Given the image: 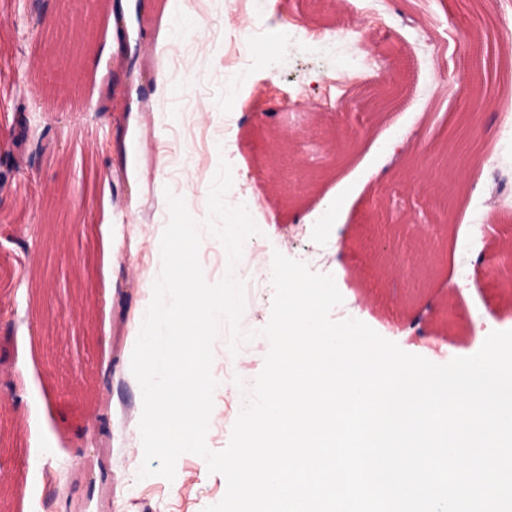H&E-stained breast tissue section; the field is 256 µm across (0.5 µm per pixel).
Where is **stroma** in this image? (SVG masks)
I'll list each match as a JSON object with an SVG mask.
<instances>
[{
  "instance_id": "1",
  "label": "stroma",
  "mask_w": 512,
  "mask_h": 512,
  "mask_svg": "<svg viewBox=\"0 0 512 512\" xmlns=\"http://www.w3.org/2000/svg\"><path fill=\"white\" fill-rule=\"evenodd\" d=\"M0 0V167L12 164L14 133L57 140L55 154L27 153L0 186V492L7 512H204L224 496V478L183 455L179 481L139 478L142 414L131 371L140 314L161 272L157 237L168 221L166 192L199 221L220 160L233 169L229 204L252 197L260 229L236 275L246 284L240 321L251 341L213 345L218 381L206 443L226 448L269 351L259 331L271 317L274 252L332 274L355 317L402 350L436 364L466 356L487 324L512 330V287L496 270L512 254V140L498 112H467L471 136L488 143L497 170L468 174L466 210L442 215L424 187L439 180L437 145L466 63L455 21L488 27L512 17V0H340L315 14L310 0H264L262 35L249 37L250 0ZM71 12L83 49L82 76L68 89L48 69L50 41L34 12ZM295 25L362 32L360 51L302 49L278 37ZM140 48L144 75L125 85L120 39ZM407 83L396 111L337 112L351 87ZM117 87L97 111L107 82ZM344 122L356 145L332 165L328 129ZM291 136L293 165L320 177L300 203L268 201V131ZM392 152L374 148L375 140ZM352 198L332 229L323 222L337 189ZM451 302V324L418 320L416 303Z\"/></svg>"
}]
</instances>
